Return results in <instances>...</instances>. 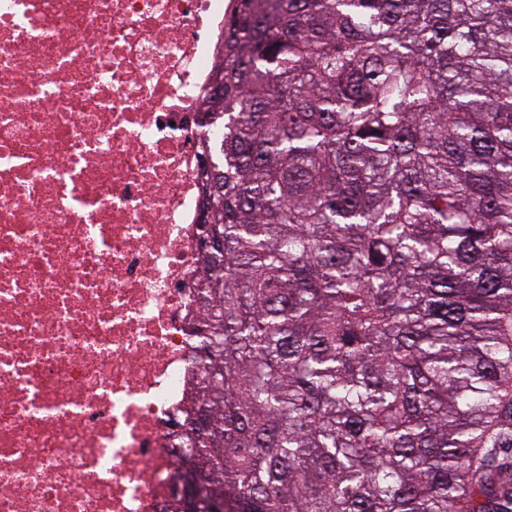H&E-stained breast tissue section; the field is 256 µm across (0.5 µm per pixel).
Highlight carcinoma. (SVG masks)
Instances as JSON below:
<instances>
[{
  "label": "carcinoma",
  "mask_w": 512,
  "mask_h": 512,
  "mask_svg": "<svg viewBox=\"0 0 512 512\" xmlns=\"http://www.w3.org/2000/svg\"><path fill=\"white\" fill-rule=\"evenodd\" d=\"M235 2L189 472L224 512H512V0Z\"/></svg>",
  "instance_id": "cac0c4a2"
}]
</instances>
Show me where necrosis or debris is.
<instances>
[{
    "label": "necrosis or debris",
    "mask_w": 512,
    "mask_h": 512,
    "mask_svg": "<svg viewBox=\"0 0 512 512\" xmlns=\"http://www.w3.org/2000/svg\"><path fill=\"white\" fill-rule=\"evenodd\" d=\"M225 0H0V512H163Z\"/></svg>",
    "instance_id": "necrosis-or-debris-1"
}]
</instances>
